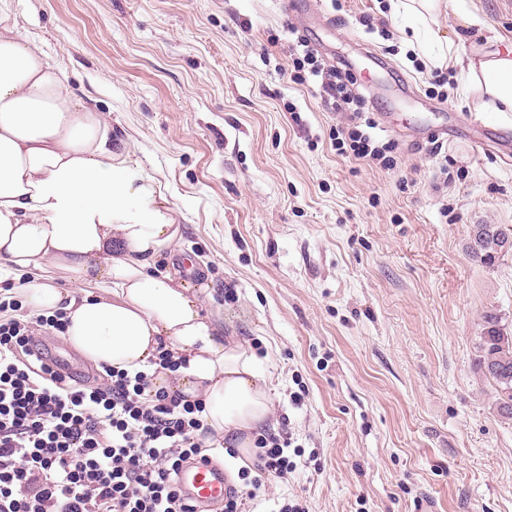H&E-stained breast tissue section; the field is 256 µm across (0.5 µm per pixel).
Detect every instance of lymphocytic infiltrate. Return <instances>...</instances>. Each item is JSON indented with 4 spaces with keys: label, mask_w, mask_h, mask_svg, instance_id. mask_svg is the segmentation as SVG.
I'll list each match as a JSON object with an SVG mask.
<instances>
[{
    "label": "lymphocytic infiltrate",
    "mask_w": 512,
    "mask_h": 512,
    "mask_svg": "<svg viewBox=\"0 0 512 512\" xmlns=\"http://www.w3.org/2000/svg\"><path fill=\"white\" fill-rule=\"evenodd\" d=\"M289 50L295 70L320 78L326 107H350L339 151L387 165L366 99L346 92L348 72L318 60L306 37ZM65 326L60 309L0 321V512H201L177 474L216 439L202 401L154 390L144 372L107 369L103 388L67 380L38 349L40 335ZM256 444L254 472L240 474L248 485L229 489L224 512H246L264 481L293 468L285 436L266 433Z\"/></svg>",
    "instance_id": "obj_1"
}]
</instances>
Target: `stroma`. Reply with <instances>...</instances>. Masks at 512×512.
I'll list each match as a JSON object with an SVG mask.
<instances>
[{
  "instance_id": "35a3bbf8",
  "label": "stroma",
  "mask_w": 512,
  "mask_h": 512,
  "mask_svg": "<svg viewBox=\"0 0 512 512\" xmlns=\"http://www.w3.org/2000/svg\"><path fill=\"white\" fill-rule=\"evenodd\" d=\"M466 52L512 42V0H463ZM20 32L102 115L112 150L174 204L205 308L271 389L296 464L252 512H512V422L473 369L485 314L512 335V134L475 151L464 72L436 89L390 0H9ZM352 61L384 168L341 155L346 115L294 82L288 29ZM441 151H427L430 140ZM470 256L480 263H491L497 255L512 250V226L505 224L473 225L468 246Z\"/></svg>"
}]
</instances>
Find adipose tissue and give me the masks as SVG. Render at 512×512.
Masks as SVG:
<instances>
[{
	"label": "adipose tissue",
	"instance_id": "1",
	"mask_svg": "<svg viewBox=\"0 0 512 512\" xmlns=\"http://www.w3.org/2000/svg\"><path fill=\"white\" fill-rule=\"evenodd\" d=\"M439 50L484 95L481 109L512 112V45L476 54L437 39ZM181 228L153 178L112 153L102 116L80 106L65 77L19 32L0 0V262L26 275L32 309H63L66 338L85 358L128 373L147 371L159 350L177 370L154 388L202 399V417L224 445L248 451L273 405L251 348L202 310L201 292L178 265ZM77 274L96 291L74 296L42 274Z\"/></svg>",
	"mask_w": 512,
	"mask_h": 512
}]
</instances>
